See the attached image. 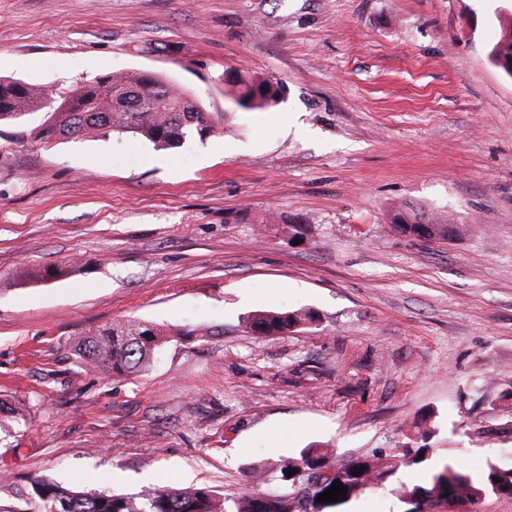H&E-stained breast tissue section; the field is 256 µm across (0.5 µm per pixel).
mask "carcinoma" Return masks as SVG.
Here are the masks:
<instances>
[{
  "label": "carcinoma",
  "instance_id": "1",
  "mask_svg": "<svg viewBox=\"0 0 512 512\" xmlns=\"http://www.w3.org/2000/svg\"><path fill=\"white\" fill-rule=\"evenodd\" d=\"M492 62L512 76V37L500 40L490 51ZM226 82L237 102L248 108H264L278 101L279 88L272 82L255 77L230 75ZM55 107H48L50 96ZM44 113L43 121L31 132L38 141L60 138H109L130 134L157 150L177 149L189 138L204 139L224 128L226 115L205 112L193 93L157 72L133 71L112 73L70 87L61 86L43 92L31 84L0 77V122H25L35 113ZM389 223L397 232L419 239H448L459 232V226L440 216H424L406 206L393 208ZM314 320L310 311L262 312L248 318L249 328L265 335L286 333ZM169 342V333L153 324L127 320L89 334L79 342V355L86 363L107 377H126L146 372L157 350ZM426 445L407 448L404 459L395 461L380 457H355L341 463L342 475L324 479L322 490L339 481L347 487L346 499L335 502L338 508L366 491L382 488L402 465H419L420 453ZM328 452L318 445L300 451L296 457L282 461L271 470L264 465L253 468L250 478L258 489L228 498L204 487L165 486L154 493L137 498L112 494L106 490L85 492L59 482L41 479L34 482L33 492L46 506V512H301L302 499L309 491L307 481L327 468ZM364 467L363 473L352 470ZM304 468L307 473L287 476L288 468ZM293 491L271 493L260 489L271 472ZM500 481H495V478ZM398 497H409L423 505L421 512H436L445 500L481 504L489 495L512 499V474L490 463L481 470L468 468L460 461L447 460L434 468L423 485L402 484Z\"/></svg>",
  "mask_w": 512,
  "mask_h": 512
}]
</instances>
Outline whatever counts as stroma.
<instances>
[{"label":"stroma","instance_id":"1","mask_svg":"<svg viewBox=\"0 0 512 512\" xmlns=\"http://www.w3.org/2000/svg\"><path fill=\"white\" fill-rule=\"evenodd\" d=\"M511 32L512 0H0V76L158 72L227 115L172 152L0 125V512H38L37 478L237 497L308 445L397 455L427 427V461L343 512H403L395 486L451 458L512 468ZM232 72L279 104L241 107ZM399 205L466 230L404 236ZM298 309L318 321L245 326ZM130 319L178 335L148 371L79 357ZM492 62L512 76V36L500 40L490 51ZM315 319L311 311L262 312L248 318L249 328L265 335L288 333L290 329L311 323Z\"/></svg>","mask_w":512,"mask_h":512}]
</instances>
